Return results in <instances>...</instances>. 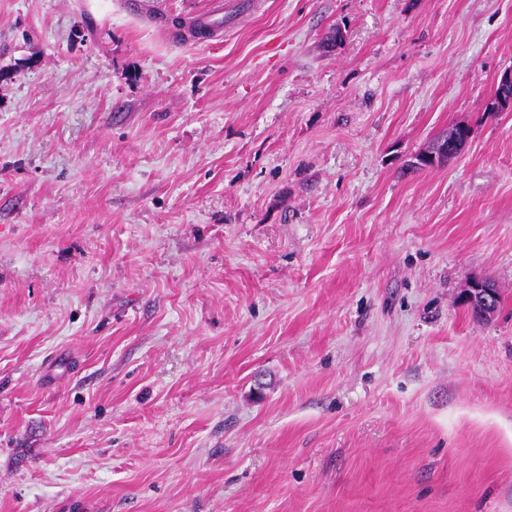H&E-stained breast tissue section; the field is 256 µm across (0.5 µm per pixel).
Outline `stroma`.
I'll use <instances>...</instances> for the list:
<instances>
[{
    "label": "stroma",
    "instance_id": "35a3bbf8",
    "mask_svg": "<svg viewBox=\"0 0 512 512\" xmlns=\"http://www.w3.org/2000/svg\"><path fill=\"white\" fill-rule=\"evenodd\" d=\"M249 3L0 0V512H512V0ZM458 128H460L462 132L460 139L456 140V138H453L449 142L445 143L441 140L436 144L435 151L432 154H429V156L434 159L435 163L438 159L448 161V159L457 156L465 147L471 135L470 128L465 124H459ZM498 293V288L492 282L473 280L465 289L464 303L478 321H488L498 309Z\"/></svg>",
    "mask_w": 512,
    "mask_h": 512
}]
</instances>
